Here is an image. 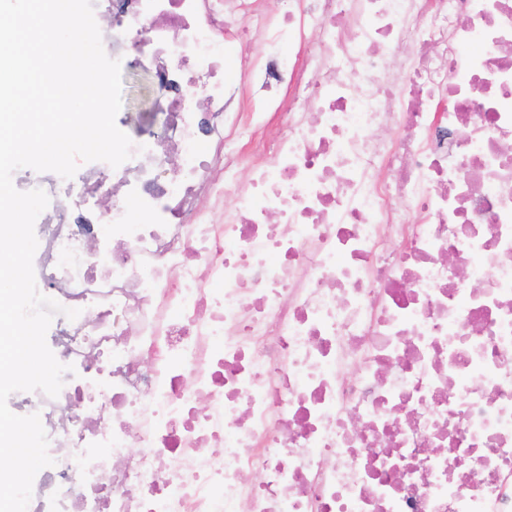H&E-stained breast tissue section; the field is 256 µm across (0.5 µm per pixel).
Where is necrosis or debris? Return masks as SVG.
Segmentation results:
<instances>
[{"mask_svg": "<svg viewBox=\"0 0 512 512\" xmlns=\"http://www.w3.org/2000/svg\"><path fill=\"white\" fill-rule=\"evenodd\" d=\"M271 1L92 0L170 99L18 182L79 312L27 512H512V0Z\"/></svg>", "mask_w": 512, "mask_h": 512, "instance_id": "1", "label": "necrosis or debris"}]
</instances>
